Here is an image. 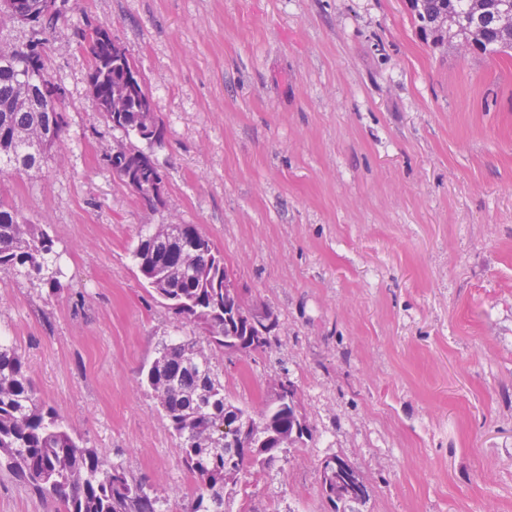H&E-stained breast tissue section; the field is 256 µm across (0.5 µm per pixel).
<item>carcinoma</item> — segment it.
<instances>
[{"label": "carcinoma", "mask_w": 512, "mask_h": 512, "mask_svg": "<svg viewBox=\"0 0 512 512\" xmlns=\"http://www.w3.org/2000/svg\"><path fill=\"white\" fill-rule=\"evenodd\" d=\"M10 2L31 37L0 50V175L41 170L67 126L47 101L58 81L48 72L46 49L68 0L50 10L46 0ZM409 3L414 23L435 46L470 47L485 57L512 53V0ZM88 27H75L72 36L91 60L87 80L98 89L94 111L109 131L130 141L106 156V166L155 209L162 199L151 188L163 182L161 167L131 140L160 145L164 127L142 79L130 77L135 65L112 29L106 25L105 35L94 37ZM60 258L46 229L0 202L1 273L35 279L53 295L64 277ZM132 258L150 295L201 331L209 346L222 350L229 339L243 356L270 348L277 316L253 311L242 293L224 290V256L197 225L162 224L140 235ZM198 343L195 336L161 340L157 356L141 370L140 385L157 393L160 411L179 440L182 465L198 482L199 493L184 512H233L237 497L246 494L240 473L271 466L285 449L311 441L313 432L293 382L253 413L224 393L221 374ZM247 419L256 423L255 434L230 433ZM0 471L56 500L61 512H163L161 498L144 477L121 463L104 465L97 450L37 396L24 355L2 338ZM321 485L333 509L342 512H355L354 505L370 497L359 472L336 455L321 462Z\"/></svg>", "instance_id": "1"}]
</instances>
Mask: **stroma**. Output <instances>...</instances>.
I'll list each match as a JSON object with an SVG mask.
<instances>
[{"label":"stroma","instance_id":"35a3bbf8","mask_svg":"<svg viewBox=\"0 0 512 512\" xmlns=\"http://www.w3.org/2000/svg\"><path fill=\"white\" fill-rule=\"evenodd\" d=\"M110 25L163 124L150 210L104 164L121 144L93 110L70 37ZM68 126L0 201L48 225L55 296L0 273V337L43 401L171 512L194 478L140 385L166 336L191 334L144 289L141 229L194 224L270 349H208L252 409L281 378L313 431L246 475L250 512H331L320 463L348 460L359 512H512V56L433 47L408 0H69L48 49ZM0 512H59L0 477Z\"/></svg>","mask_w":512,"mask_h":512}]
</instances>
